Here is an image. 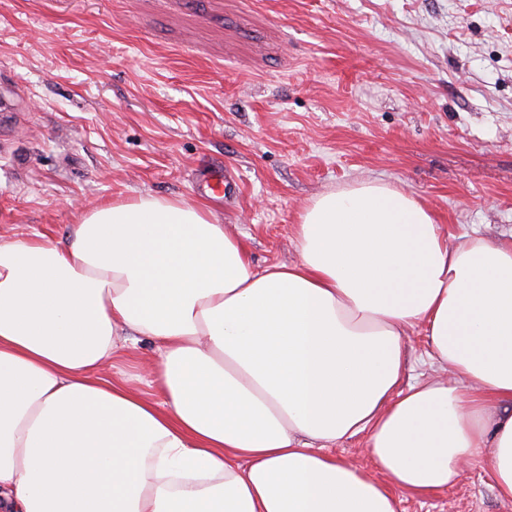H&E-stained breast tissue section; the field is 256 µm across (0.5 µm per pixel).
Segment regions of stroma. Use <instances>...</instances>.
Listing matches in <instances>:
<instances>
[{
  "label": "stroma",
  "mask_w": 512,
  "mask_h": 512,
  "mask_svg": "<svg viewBox=\"0 0 512 512\" xmlns=\"http://www.w3.org/2000/svg\"><path fill=\"white\" fill-rule=\"evenodd\" d=\"M368 178L512 242V0H0L1 240L153 194L287 263L307 201ZM154 363L141 341L101 374L145 394ZM398 497L512 512L484 462Z\"/></svg>",
  "instance_id": "stroma-1"
}]
</instances>
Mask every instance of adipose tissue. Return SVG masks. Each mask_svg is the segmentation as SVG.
<instances>
[{
  "label": "adipose tissue",
  "mask_w": 512,
  "mask_h": 512,
  "mask_svg": "<svg viewBox=\"0 0 512 512\" xmlns=\"http://www.w3.org/2000/svg\"><path fill=\"white\" fill-rule=\"evenodd\" d=\"M295 241L259 269L156 195L0 241V512H400L482 457L512 500V243L449 240L378 179ZM417 325L449 377L405 382ZM142 337L151 398L100 374ZM362 433L377 473L322 450Z\"/></svg>",
  "instance_id": "adipose-tissue-1"
}]
</instances>
